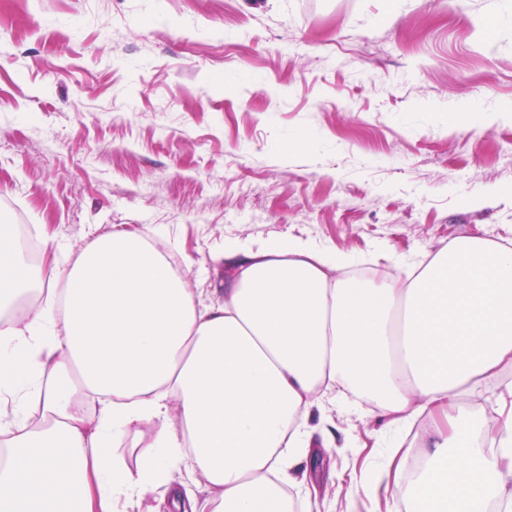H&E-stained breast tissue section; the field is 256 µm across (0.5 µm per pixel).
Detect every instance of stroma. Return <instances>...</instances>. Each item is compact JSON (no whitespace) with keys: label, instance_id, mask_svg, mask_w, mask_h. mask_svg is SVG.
Returning a JSON list of instances; mask_svg holds the SVG:
<instances>
[{"label":"stroma","instance_id":"obj_1","mask_svg":"<svg viewBox=\"0 0 512 512\" xmlns=\"http://www.w3.org/2000/svg\"><path fill=\"white\" fill-rule=\"evenodd\" d=\"M506 0H0V220L70 258L152 225L207 306L227 243L311 238L376 270L512 241ZM321 512H385L392 433L312 411Z\"/></svg>","mask_w":512,"mask_h":512}]
</instances>
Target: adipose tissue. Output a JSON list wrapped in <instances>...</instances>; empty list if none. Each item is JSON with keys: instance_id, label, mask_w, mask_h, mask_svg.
Here are the masks:
<instances>
[{"instance_id": "adipose-tissue-1", "label": "adipose tissue", "mask_w": 512, "mask_h": 512, "mask_svg": "<svg viewBox=\"0 0 512 512\" xmlns=\"http://www.w3.org/2000/svg\"><path fill=\"white\" fill-rule=\"evenodd\" d=\"M152 233L115 230L42 268L0 226V512H129L184 466L216 495L185 496L180 512H288L283 486L308 484L316 407L398 430L430 417L428 462L395 470L394 496L409 482L433 512H512V416L487 443L459 405L512 367L511 245L457 237L399 279L357 282L352 256L310 240L230 243L224 300L204 308ZM88 392L102 397L92 413ZM143 421L157 433L132 471L111 444Z\"/></svg>"}]
</instances>
